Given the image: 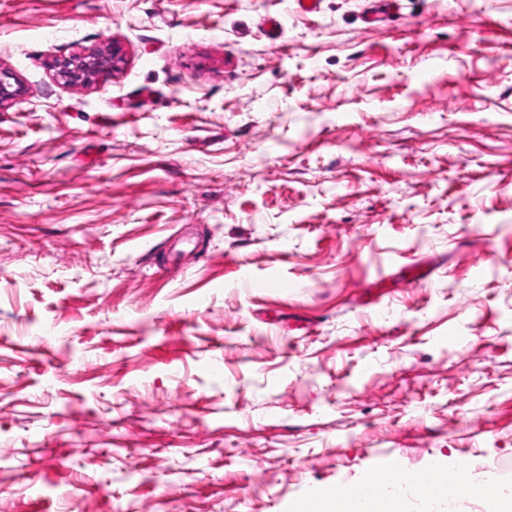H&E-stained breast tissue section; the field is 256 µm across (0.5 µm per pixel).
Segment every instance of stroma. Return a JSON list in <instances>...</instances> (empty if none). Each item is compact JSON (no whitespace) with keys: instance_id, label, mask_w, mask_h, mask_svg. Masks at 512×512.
Returning <instances> with one entry per match:
<instances>
[{"instance_id":"obj_1","label":"stroma","mask_w":512,"mask_h":512,"mask_svg":"<svg viewBox=\"0 0 512 512\" xmlns=\"http://www.w3.org/2000/svg\"><path fill=\"white\" fill-rule=\"evenodd\" d=\"M371 8L0 0L9 512L512 462V0ZM112 42L114 77L53 79Z\"/></svg>"}]
</instances>
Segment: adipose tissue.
<instances>
[{
	"instance_id": "obj_1",
	"label": "adipose tissue",
	"mask_w": 512,
	"mask_h": 512,
	"mask_svg": "<svg viewBox=\"0 0 512 512\" xmlns=\"http://www.w3.org/2000/svg\"><path fill=\"white\" fill-rule=\"evenodd\" d=\"M448 469L438 462L409 473L411 494L386 495L380 473L367 474L352 494L324 493L296 503L292 512H463L466 505L479 504L483 512H512V491L506 492L490 477H460L447 486Z\"/></svg>"
}]
</instances>
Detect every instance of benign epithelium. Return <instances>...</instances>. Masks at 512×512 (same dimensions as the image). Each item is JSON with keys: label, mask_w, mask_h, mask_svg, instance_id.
<instances>
[{"label": "benign epithelium", "mask_w": 512, "mask_h": 512, "mask_svg": "<svg viewBox=\"0 0 512 512\" xmlns=\"http://www.w3.org/2000/svg\"><path fill=\"white\" fill-rule=\"evenodd\" d=\"M125 61L124 51L116 43L87 53L58 56L50 64L52 76L72 85H86L93 80L115 76ZM26 93L24 85L0 70V105Z\"/></svg>", "instance_id": "7a95c632"}]
</instances>
